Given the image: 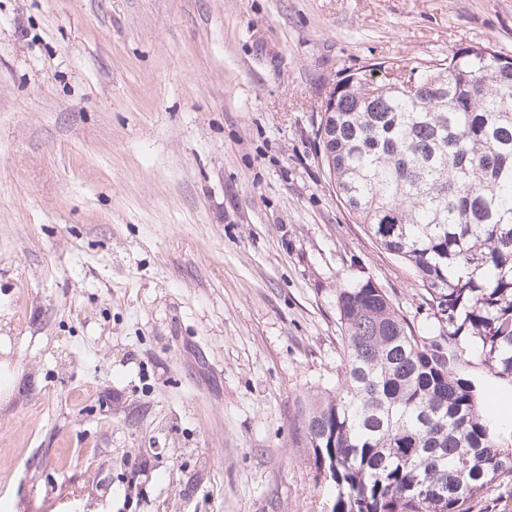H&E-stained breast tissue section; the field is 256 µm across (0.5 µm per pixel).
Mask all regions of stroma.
Returning <instances> with one entry per match:
<instances>
[{
  "label": "stroma",
  "mask_w": 512,
  "mask_h": 512,
  "mask_svg": "<svg viewBox=\"0 0 512 512\" xmlns=\"http://www.w3.org/2000/svg\"><path fill=\"white\" fill-rule=\"evenodd\" d=\"M512 0H0V512H328L300 441L340 283L429 296L337 200L336 83Z\"/></svg>",
  "instance_id": "obj_1"
}]
</instances>
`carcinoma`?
Wrapping results in <instances>:
<instances>
[{"label":"carcinoma","instance_id":"1","mask_svg":"<svg viewBox=\"0 0 512 512\" xmlns=\"http://www.w3.org/2000/svg\"><path fill=\"white\" fill-rule=\"evenodd\" d=\"M394 70L336 86L323 163L355 223L415 272L436 324L420 334L376 282H343L336 391L301 436L330 512H469L512 472V418L483 404L479 376L512 387V58L470 46Z\"/></svg>","mask_w":512,"mask_h":512}]
</instances>
